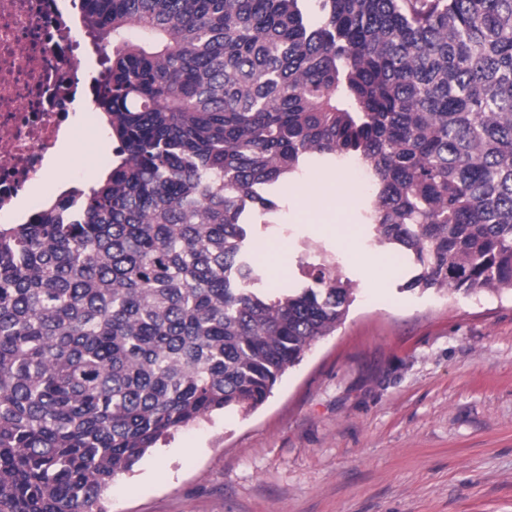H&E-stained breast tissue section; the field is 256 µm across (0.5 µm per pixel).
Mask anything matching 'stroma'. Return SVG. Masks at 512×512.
Wrapping results in <instances>:
<instances>
[{"label":"stroma","mask_w":512,"mask_h":512,"mask_svg":"<svg viewBox=\"0 0 512 512\" xmlns=\"http://www.w3.org/2000/svg\"><path fill=\"white\" fill-rule=\"evenodd\" d=\"M58 180L89 188L112 159L77 112ZM366 194L344 165L311 167L255 233L262 285H305L325 258L356 299L345 320L248 415L175 431L106 494L108 512H512V295L407 291L364 227ZM348 224L354 246L323 230Z\"/></svg>","instance_id":"obj_1"}]
</instances>
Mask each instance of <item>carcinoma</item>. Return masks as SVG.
Wrapping results in <instances>:
<instances>
[{
    "mask_svg": "<svg viewBox=\"0 0 512 512\" xmlns=\"http://www.w3.org/2000/svg\"><path fill=\"white\" fill-rule=\"evenodd\" d=\"M112 164L0 225V512H106L158 442L248 414L354 302L264 288L252 216L373 176L407 291L512 292V0H81ZM139 37L133 39L130 32Z\"/></svg>",
    "mask_w": 512,
    "mask_h": 512,
    "instance_id": "carcinoma-1",
    "label": "carcinoma"
}]
</instances>
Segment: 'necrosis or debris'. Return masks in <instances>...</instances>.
<instances>
[{"label":"necrosis or debris","mask_w":512,"mask_h":512,"mask_svg":"<svg viewBox=\"0 0 512 512\" xmlns=\"http://www.w3.org/2000/svg\"><path fill=\"white\" fill-rule=\"evenodd\" d=\"M66 0H0V221L35 180L78 92Z\"/></svg>","instance_id":"necrosis-or-debris-1"}]
</instances>
